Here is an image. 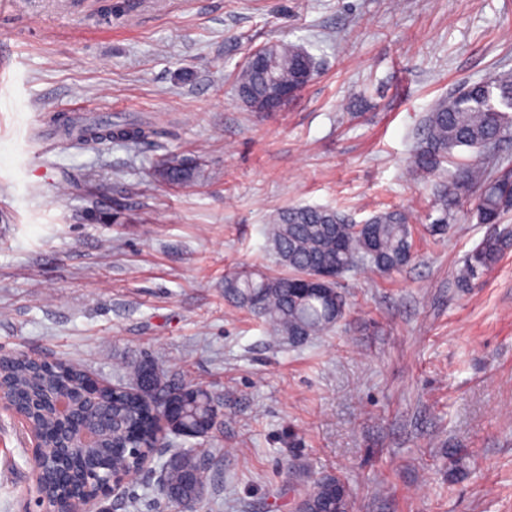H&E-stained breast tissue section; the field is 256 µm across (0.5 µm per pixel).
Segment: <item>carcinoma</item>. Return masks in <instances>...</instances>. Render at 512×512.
Instances as JSON below:
<instances>
[{"mask_svg": "<svg viewBox=\"0 0 512 512\" xmlns=\"http://www.w3.org/2000/svg\"><path fill=\"white\" fill-rule=\"evenodd\" d=\"M277 65L269 70L261 64H246L238 72L239 90L247 91L258 104L273 103L283 88L296 89L310 83L317 73L314 58L301 46L288 41L274 44ZM63 130L70 144L83 146L117 141L138 147L166 136L149 122L96 123L68 120ZM512 133V72L466 82L440 100L427 115L421 138L412 154L414 169L433 175L457 148L479 153ZM195 167L179 154L170 153L156 167L158 177L170 184H183L194 176ZM472 200L471 213L480 224H499L512 212V166L498 164L488 169L481 161L463 166L436 187L433 209L438 216L429 230L438 235L448 230L463 202ZM267 241L288 273L268 274L243 269L224 278V297L238 308L261 315L271 331L295 344H302L330 331L346 312V300L336 285L319 286L312 281L318 269L336 265L347 272L360 265L388 273L407 266L414 257L410 216L401 210L373 214L364 226L348 221L337 211L295 205L280 212L271 222ZM512 248V235L486 237L476 246L457 273L467 286L493 268L502 254ZM87 372L73 363L59 362L43 367L16 355L0 356V378L17 384L16 402L36 390H49L57 379L74 388L76 409L102 408V417L112 426V439L101 444L102 454L116 470L133 465L123 439L140 431L144 451L150 453L155 435L166 441L174 433L182 443L205 439L217 428L219 400L204 386L165 380L148 364L131 366L126 383L110 389L85 385ZM174 397L178 407L155 418L151 391ZM42 437L45 450L55 444L59 424L49 413L30 416ZM163 496L175 505L186 504L193 512L206 506L208 481L202 478L198 456L174 451L165 460ZM344 483L338 477H322L297 504V512H338L349 509L340 502Z\"/></svg>", "mask_w": 512, "mask_h": 512, "instance_id": "carcinoma-1", "label": "carcinoma"}]
</instances>
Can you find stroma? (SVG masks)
<instances>
[{
	"label": "stroma",
	"instance_id": "obj_1",
	"mask_svg": "<svg viewBox=\"0 0 512 512\" xmlns=\"http://www.w3.org/2000/svg\"><path fill=\"white\" fill-rule=\"evenodd\" d=\"M302 45L318 74L279 112L242 102L256 48ZM512 70V0H0V353L115 383L151 359L221 401L201 444L208 512H295L339 476L349 512H512V250L460 287L487 236H430L436 178L411 169L427 113ZM146 121L166 137L45 150L48 120ZM194 161L172 185L155 165ZM302 204L358 221L407 210L413 261L358 267L334 331L293 345L224 300L282 270L266 231ZM33 449L0 411V512H34ZM157 473L101 512H175ZM195 167L179 154L170 153L160 160L155 172L158 177L170 184H183L194 176Z\"/></svg>",
	"mask_w": 512,
	"mask_h": 512
}]
</instances>
